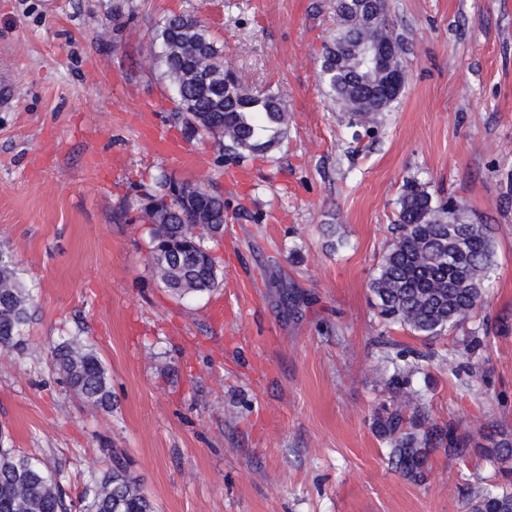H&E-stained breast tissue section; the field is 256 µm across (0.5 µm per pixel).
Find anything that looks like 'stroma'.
Segmentation results:
<instances>
[{
  "label": "stroma",
  "mask_w": 512,
  "mask_h": 512,
  "mask_svg": "<svg viewBox=\"0 0 512 512\" xmlns=\"http://www.w3.org/2000/svg\"><path fill=\"white\" fill-rule=\"evenodd\" d=\"M388 6L406 85L355 134L319 78L335 0H0V76L19 88L0 110V246L35 290L25 348L0 353V442L58 470L71 500L118 462L158 512H466L512 490L482 439L411 478L377 430L387 338L429 355L411 385L431 423L512 435V0ZM174 14L209 26L244 88L279 96L277 150L240 163L176 120L151 38ZM163 173L224 196L211 292L176 297L149 266L142 191ZM408 178L493 235L486 307L433 340L385 323L370 289ZM70 338L109 370L111 410L53 370Z\"/></svg>",
  "instance_id": "35a3bbf8"
}]
</instances>
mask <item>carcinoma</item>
Instances as JSON below:
<instances>
[{"label": "carcinoma", "instance_id": "obj_1", "mask_svg": "<svg viewBox=\"0 0 512 512\" xmlns=\"http://www.w3.org/2000/svg\"><path fill=\"white\" fill-rule=\"evenodd\" d=\"M362 0H336V30L324 45L320 74L336 108L350 127H363L389 110L399 93H385L387 73L405 85L401 65L405 40L394 32L387 0L366 12ZM390 40L394 49L381 67L371 65L368 48ZM157 61L178 98V118L186 130L214 140L218 150L241 161L267 155L288 134V111L271 92L246 90L224 67V45L195 17L174 14L156 29ZM144 211L152 224L151 268L178 296L203 294L218 285L217 265L201 245L207 234L224 232V197L201 185L177 182L163 174L146 194ZM392 240L370 288L380 314L391 324L425 340L440 337L469 320L487 303L486 282L495 266L493 238L472 219L464 203L442 201L416 179L403 185L392 224ZM34 303L33 289L21 279L10 251L0 248V350L23 345ZM53 366L86 404L112 408V378L97 352L78 341L57 345ZM418 365L395 369L391 379L396 403L380 420L391 445L389 462L405 474L419 476L429 449L444 448L450 457L466 450L470 432L444 430L430 423L419 392L408 374ZM489 452L512 441L484 434ZM82 512H156L139 481L120 464L87 485ZM57 471L35 456L3 446L0 433V512H72ZM469 512H512V492L485 488Z\"/></svg>", "mask_w": 512, "mask_h": 512}]
</instances>
